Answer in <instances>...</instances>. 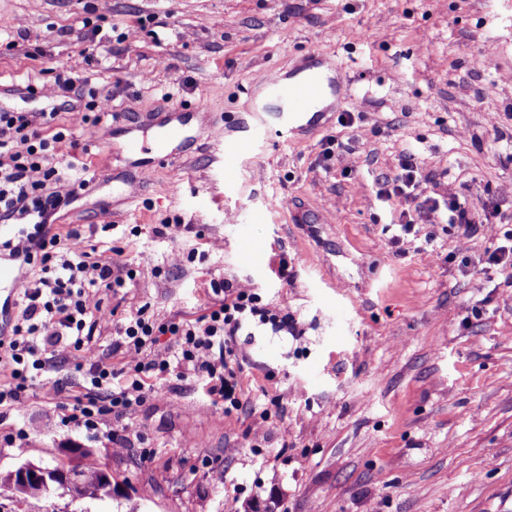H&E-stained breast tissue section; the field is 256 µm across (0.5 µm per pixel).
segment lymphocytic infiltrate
Masks as SVG:
<instances>
[{"label": "lymphocytic infiltrate", "mask_w": 512, "mask_h": 512, "mask_svg": "<svg viewBox=\"0 0 512 512\" xmlns=\"http://www.w3.org/2000/svg\"><path fill=\"white\" fill-rule=\"evenodd\" d=\"M34 117L0 110V220L33 225L10 246L11 256L38 264L37 275L20 285L21 316L8 338H0V408L22 411L36 381L56 364L72 365L83 376V391L65 423L89 431L114 417H123L149 395L146 382L170 373L200 378L225 414L239 410L236 395L238 369L234 336L244 318L259 312L257 297L246 289L225 291L213 283L218 299L194 321L172 319L159 324L140 309L115 327L112 347L124 350L126 364L114 372L97 353L95 332L109 317L101 306L102 291L125 284V263L92 257L81 245L79 232H54L51 218L69 205L79 189L88 186L86 170L72 173L52 163L50 144ZM421 173L413 152H404L392 176L386 177L380 196L397 199L402 209L401 234H411L418 213H442L466 238L478 229L475 215L456 192L444 201L418 198ZM169 336L160 345V336Z\"/></svg>", "instance_id": "lymphocytic-infiltrate-1"}]
</instances>
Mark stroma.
Wrapping results in <instances>:
<instances>
[{"mask_svg":"<svg viewBox=\"0 0 512 512\" xmlns=\"http://www.w3.org/2000/svg\"><path fill=\"white\" fill-rule=\"evenodd\" d=\"M0 20V109H58L55 159L92 178L57 227L136 271L102 295L99 355L121 369L114 324L144 305L196 319L214 281L279 315L235 335L240 410L169 376L110 421L119 452L64 423L82 378L60 366L55 398L34 388L0 420V474L85 448L120 493L0 489V512H512V287L487 264L512 233V0H0ZM312 52L346 76L352 125L272 135L226 164L195 133L141 177L127 128L185 104L236 138L270 75ZM60 76L75 81L61 109ZM103 104L107 140L74 118ZM411 146L423 196L453 190L490 217L456 255L439 216L400 235L378 195ZM18 426L26 440L8 442Z\"/></svg>","mask_w":512,"mask_h":512,"instance_id":"obj_1","label":"stroma"}]
</instances>
